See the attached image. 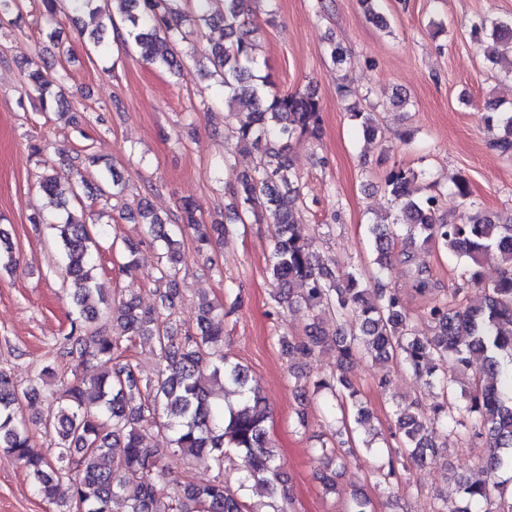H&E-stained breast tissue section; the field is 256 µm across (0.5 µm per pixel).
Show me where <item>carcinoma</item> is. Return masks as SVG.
<instances>
[{"instance_id": "1", "label": "carcinoma", "mask_w": 512, "mask_h": 512, "mask_svg": "<svg viewBox=\"0 0 512 512\" xmlns=\"http://www.w3.org/2000/svg\"><path fill=\"white\" fill-rule=\"evenodd\" d=\"M40 2L42 14L50 21L61 12L76 14L94 8L106 17L110 28L122 25L118 37L123 49L134 46L144 61L171 72L181 66L174 45L186 38L183 23L198 29L224 27L225 42L212 45L206 60L221 78L224 103L247 109L245 119L233 131L236 147L259 154L249 171L238 172L224 162L231 169L224 196L242 217L272 228L274 248L268 273L276 303H292L291 291L298 285L302 287L299 303L313 317L304 338L278 337L283 351L296 350L305 357L323 348L336 353V371L316 380L313 393L333 401L329 416L344 428L345 418L336 417L338 406L355 408L353 420L360 426L372 416L346 376V369L359 356L398 362L425 385L439 388L443 401L429 413L414 401L397 404L396 427L403 449L387 453L379 464L377 485L392 488L407 463L422 464L434 456L440 431L452 429L487 442L486 476L457 482L459 506L435 512H512V503L505 501L512 476L501 478L503 473H512V220L466 213L456 222H441L436 219L438 196L412 198L411 186L423 178V170L396 165L384 177L389 211L369 226L374 280L366 281L353 271L338 274L320 264L314 239L297 232L302 191L300 177L288 158L293 139L318 136L320 104L309 90L273 92L266 79L253 74L257 44L255 29L245 20L247 0H224V12L216 14L207 9L213 0H194L189 11L178 5L179 0H112L120 14L118 22L99 0ZM471 32L489 63L508 57L511 68L506 74H511L512 19L489 25L480 22ZM52 85L53 80L41 69L28 71V95L43 110L51 103L63 104ZM347 110L365 136H377L379 128L372 113L362 111L356 102ZM486 121L488 128L502 131L493 146L503 153L512 151V111L492 112ZM40 189L50 206L66 211L70 201L80 199L81 191L91 198L117 196L124 181L109 162L98 170L96 184L88 182L80 166L74 165L64 179L43 177ZM180 210V223L171 224L147 204L138 203L148 238L163 249L164 261L152 280L169 284L158 294L157 306L149 309L141 308L134 298L114 305L102 297L92 276L101 225L70 215L51 225L76 313L64 337V353L76 367H94L96 374L64 385L56 398L46 422L56 436V455L49 458L33 447L20 414L22 401L40 396L49 367L34 374L21 392L11 374L0 371V449L23 466L45 501L56 503L61 485L69 486L70 497L62 512H73L78 506L83 512H114L116 504L122 512H288L284 466L265 426L267 406L249 386L248 368L224 352L223 317L214 314V306L205 301L195 331L176 336L169 330L167 318L178 295L177 264L184 230L193 231L200 251L231 233L227 225L203 223L190 201L183 202ZM401 232L411 246L444 250L464 267V283L423 309V317L431 324L429 336L412 329V316L401 295L383 283ZM490 252L498 255L502 269L497 279L487 282L482 258ZM16 266L9 237H0V270L12 272ZM472 287L480 302L467 305L464 290ZM327 309L343 321L333 336L326 334L318 320ZM102 320L112 325L111 335L96 331L95 325ZM137 337L155 344L157 370L152 378L138 377L124 355L123 346ZM476 360L481 361L478 375L472 374ZM447 364L468 379L462 403L448 399L459 380L448 377L443 370ZM160 410L171 433L170 453L203 458L220 473L231 454L239 457L237 490H230L222 479L199 484L186 475L172 476L166 454L145 445L147 431L157 424ZM117 444L123 448L120 456L112 451ZM319 451L321 483L331 492L337 468L345 465V451L329 448L325 442ZM166 477L175 489L173 495L161 498L155 482ZM253 485L267 489V501L250 500L247 491ZM344 512L375 510L371 498L356 493Z\"/></svg>"}]
</instances>
